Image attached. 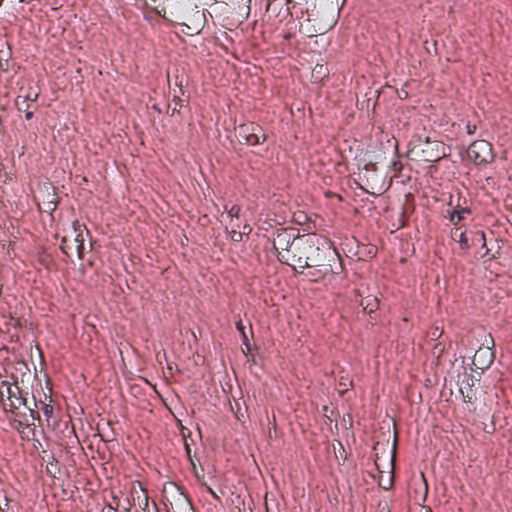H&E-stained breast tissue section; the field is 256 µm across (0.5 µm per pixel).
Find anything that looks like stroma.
<instances>
[{
  "label": "stroma",
  "instance_id": "obj_1",
  "mask_svg": "<svg viewBox=\"0 0 512 512\" xmlns=\"http://www.w3.org/2000/svg\"><path fill=\"white\" fill-rule=\"evenodd\" d=\"M457 2L469 24L452 40L416 0H339L349 55L307 96L294 42L262 27L192 55L160 13L101 16L77 30L80 57L43 62L31 46L90 0H40L0 28V98L28 113L0 111V225L22 228L0 248V512H512V185L456 160L485 136L512 163V0ZM419 50L453 79L385 81ZM74 66L84 107L53 146L38 130ZM464 89L476 116L457 148L411 164L419 102ZM316 98L367 150L369 126L390 130L408 186L339 163ZM272 99L283 128L305 126L311 180L252 144V129L275 136ZM448 168L477 197L468 223L443 219L459 203ZM344 184L340 209L321 190ZM300 235L335 265L290 267ZM404 319L413 335L396 334ZM386 351L384 402L367 377Z\"/></svg>",
  "mask_w": 512,
  "mask_h": 512
}]
</instances>
